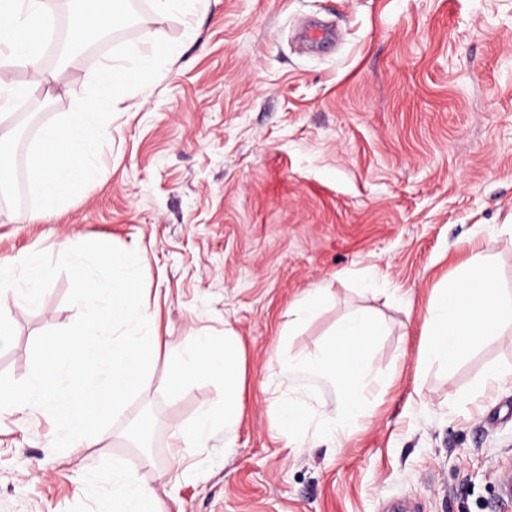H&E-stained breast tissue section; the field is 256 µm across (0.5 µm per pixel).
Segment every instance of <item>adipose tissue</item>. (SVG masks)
Instances as JSON below:
<instances>
[{"instance_id": "1", "label": "adipose tissue", "mask_w": 512, "mask_h": 512, "mask_svg": "<svg viewBox=\"0 0 512 512\" xmlns=\"http://www.w3.org/2000/svg\"><path fill=\"white\" fill-rule=\"evenodd\" d=\"M49 13L48 0H0L1 105H17L45 82L40 51L48 36ZM125 16L126 0H83L80 10L70 19V37L79 41L91 32L120 27ZM13 65L29 71L28 82L13 80L9 72ZM497 284L494 266L481 255H472L428 310L422 357L456 362L479 339L493 335L502 321L512 320V302L501 298ZM382 330V321L372 312L364 308L354 310L337 322L336 344L310 356L280 360V374L285 377L308 369L336 383L340 390L337 420L340 426H347L363 409L362 377ZM195 374L222 378L224 400L219 415L207 411L191 426L175 429L176 443L187 448L208 439L214 417H221L228 426L242 418L245 353L237 338L194 336L190 352L174 360L167 386L177 389ZM111 479L112 497L121 504L122 512H163L155 490L133 480L122 460H113Z\"/></svg>"}]
</instances>
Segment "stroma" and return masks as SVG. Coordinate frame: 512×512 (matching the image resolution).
I'll use <instances>...</instances> for the list:
<instances>
[{"mask_svg":"<svg viewBox=\"0 0 512 512\" xmlns=\"http://www.w3.org/2000/svg\"><path fill=\"white\" fill-rule=\"evenodd\" d=\"M178 42L158 78L120 104L99 175L31 224L0 203V265L69 238L136 250L143 304L162 339L138 397L95 447L53 452L49 414L0 411V512H98L113 459L153 486L165 512H512V323L460 362L419 359L424 317L471 248L512 297V0H210L185 15L145 7L93 54L52 69L0 132L69 113L94 69L145 31ZM335 299L303 324L307 291ZM70 279L39 306L8 305L15 328L0 372L27 377L35 337L69 326ZM357 307L384 320L362 380L366 401L334 423L340 391L277 360L325 348ZM237 336L243 416L214 420L201 446L176 426L217 411L224 384L195 375L176 391L170 361L195 335ZM303 422L281 439L272 401ZM151 420L146 447L129 437ZM176 458L179 480L159 478Z\"/></svg>","mask_w":512,"mask_h":512,"instance_id":"1","label":"stroma"}]
</instances>
